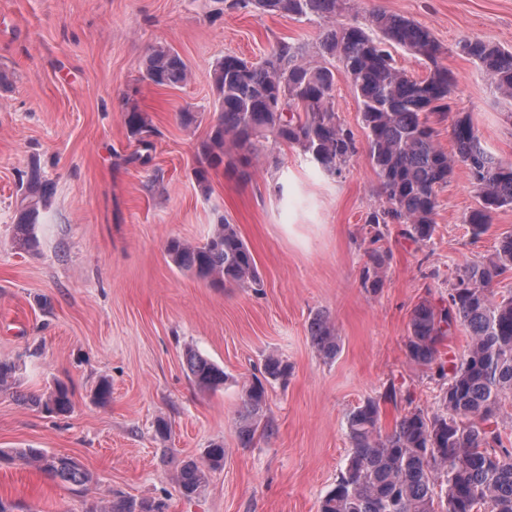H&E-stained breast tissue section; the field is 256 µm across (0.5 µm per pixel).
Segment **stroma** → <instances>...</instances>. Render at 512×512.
I'll return each instance as SVG.
<instances>
[{
	"label": "stroma",
	"mask_w": 512,
	"mask_h": 512,
	"mask_svg": "<svg viewBox=\"0 0 512 512\" xmlns=\"http://www.w3.org/2000/svg\"><path fill=\"white\" fill-rule=\"evenodd\" d=\"M215 0H0V360L18 366L0 389V449L39 448L76 459L90 482L75 487L32 466L0 462V500L13 512H101L109 501L161 500L167 512H318L345 465L346 417L376 399L383 431L405 412L438 408L437 366L410 364L408 321L422 300L442 304L455 271L485 261L512 231L497 211L472 239L464 215L477 198L464 166L438 192L436 233L425 244L387 225L379 288L362 284L372 248L367 214L381 202L366 153L328 177L296 149L268 145L247 176L194 179L195 146L208 123L184 130V109L209 113L211 72L231 54L256 62L281 39L314 47L323 25L246 11ZM386 11L429 29L439 65L455 79L452 108L467 112L494 156L512 161V101L500 97L459 49L479 38L512 49V0H347L341 23L368 26ZM172 46L191 77L178 87L143 81L150 48ZM158 129L149 166L122 121L126 93ZM51 188L38 251L13 244L24 171ZM235 224L264 280L261 290L217 288L177 269L168 240L206 241L218 216ZM325 313L340 337L327 360L308 323ZM221 367L224 384L199 388L188 351ZM290 367L267 388L253 442L242 445V388L268 354ZM111 398L99 404L101 382ZM71 390L52 416L24 396ZM396 400L385 399L388 388ZM168 438L156 432L158 421ZM223 444L224 465L184 497L175 475Z\"/></svg>",
	"instance_id": "1"
}]
</instances>
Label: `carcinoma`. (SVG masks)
I'll list each match as a JSON object with an SVG mask.
<instances>
[{
    "label": "carcinoma",
    "instance_id": "obj_1",
    "mask_svg": "<svg viewBox=\"0 0 512 512\" xmlns=\"http://www.w3.org/2000/svg\"><path fill=\"white\" fill-rule=\"evenodd\" d=\"M224 9L252 8L258 16L315 18L325 25L314 51L299 42L279 41L259 63L226 55L213 68L214 110L206 138L196 147L194 178L209 190L212 174L247 165L271 140L297 148L317 170L339 175L358 154L357 140L333 109L335 59L351 81L359 100L365 134L364 150L375 171L383 205L366 223L375 228L363 271L364 286H380L384 251L380 225L401 224V233L415 243L431 241L436 230L438 190L448 184L456 163L463 164L478 206L463 223L475 239L484 235L493 214L512 207V162L497 159L482 145L471 117H452V152L437 143L436 123L451 111L454 78L439 66L440 46L432 33L403 16L376 12L371 26L336 22L344 0H216ZM402 48L429 63L416 78L399 67L393 49ZM460 51L471 58L503 97L512 99V50L497 44L464 39ZM189 69L168 45L148 54L143 79L156 86L187 82ZM123 121L137 143L125 163L146 165L158 134L147 113L125 97ZM14 244L23 251L40 245L38 229L47 203V184L37 168L26 174ZM166 254L175 267L214 284L260 288L255 258L235 225L220 215L203 244L179 238L168 241ZM512 270V232L498 238L494 259L470 262L457 269L447 304L427 300L414 306L408 321L406 357L418 366L439 358V346L451 326L462 327L463 352L440 366L447 386L438 411L406 412L384 433L380 408L368 399L347 416L350 443L345 467L320 502L319 512H512V438L505 432L512 420V289L493 288L497 277ZM313 347L327 359L340 351L336 328L329 317L315 314L308 324ZM187 369L200 387L224 385V370L197 353L186 356ZM289 367L268 356L263 379L246 386L238 410V435L249 445L256 429L253 419L267 399L266 384L288 376ZM27 401L48 414H65L71 393L64 384L45 397ZM33 465L43 473L74 486L89 482L81 464L68 456L38 448H17L5 455ZM224 464V445L207 450L206 461L185 463L177 472L181 494L191 497L206 480V472ZM161 502H142L135 510L125 500L112 502L105 512H164Z\"/></svg>",
    "mask_w": 512,
    "mask_h": 512
}]
</instances>
